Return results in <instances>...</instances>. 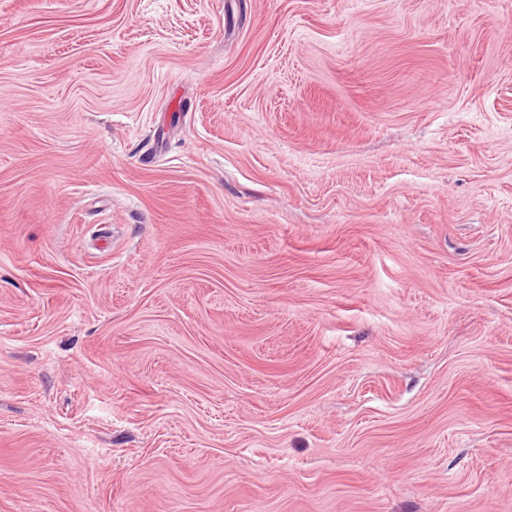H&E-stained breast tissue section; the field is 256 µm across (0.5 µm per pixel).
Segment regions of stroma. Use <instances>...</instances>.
<instances>
[{
	"label": "stroma",
	"instance_id": "35a3bbf8",
	"mask_svg": "<svg viewBox=\"0 0 512 512\" xmlns=\"http://www.w3.org/2000/svg\"><path fill=\"white\" fill-rule=\"evenodd\" d=\"M0 512H512V0H0Z\"/></svg>",
	"mask_w": 512,
	"mask_h": 512
}]
</instances>
